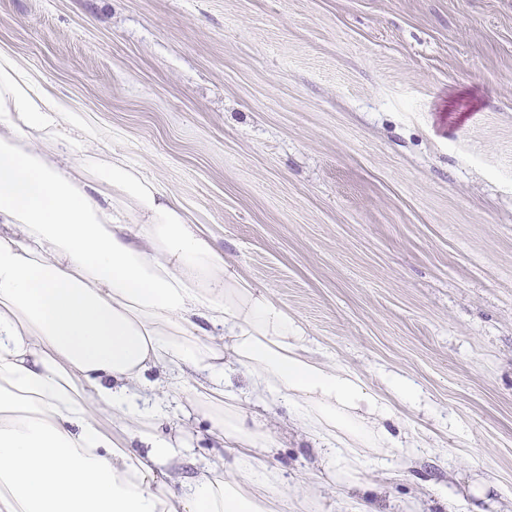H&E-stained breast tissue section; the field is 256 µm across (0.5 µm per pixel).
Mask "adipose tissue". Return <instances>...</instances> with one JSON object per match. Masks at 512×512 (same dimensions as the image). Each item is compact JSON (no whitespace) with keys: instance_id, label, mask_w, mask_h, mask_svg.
<instances>
[{"instance_id":"ef3b65f1","label":"adipose tissue","mask_w":512,"mask_h":512,"mask_svg":"<svg viewBox=\"0 0 512 512\" xmlns=\"http://www.w3.org/2000/svg\"><path fill=\"white\" fill-rule=\"evenodd\" d=\"M65 123L82 127L0 53V512H270L277 443L248 424L251 397L287 401L337 482L380 467L400 445L387 400L311 350L174 193ZM157 366L236 451L178 492L159 480L182 446L152 430Z\"/></svg>"}]
</instances>
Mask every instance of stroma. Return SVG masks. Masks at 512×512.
<instances>
[{
    "mask_svg": "<svg viewBox=\"0 0 512 512\" xmlns=\"http://www.w3.org/2000/svg\"><path fill=\"white\" fill-rule=\"evenodd\" d=\"M0 53L165 184L213 245L388 393L418 445L345 488L285 403L288 512H512V0H0ZM212 422L172 396L182 475ZM493 484L477 503L468 488Z\"/></svg>",
    "mask_w": 512,
    "mask_h": 512,
    "instance_id": "1",
    "label": "stroma"
}]
</instances>
